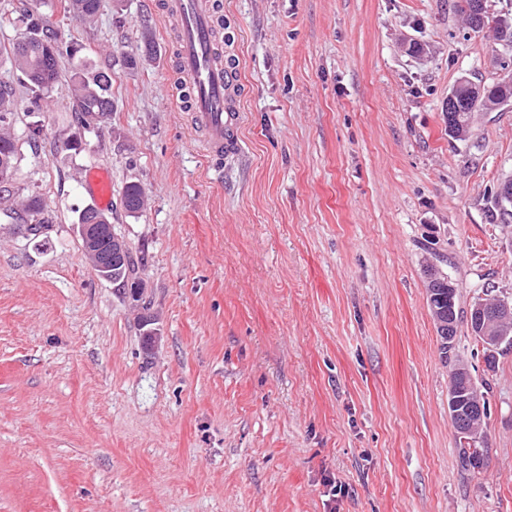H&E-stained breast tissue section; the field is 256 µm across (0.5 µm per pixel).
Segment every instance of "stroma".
I'll return each mask as SVG.
<instances>
[{
	"label": "stroma",
	"mask_w": 512,
	"mask_h": 512,
	"mask_svg": "<svg viewBox=\"0 0 512 512\" xmlns=\"http://www.w3.org/2000/svg\"><path fill=\"white\" fill-rule=\"evenodd\" d=\"M161 3L101 0L95 25H70L112 74L98 129L61 84L33 108L0 61L9 189L41 195L50 240L0 214V512H512V354L488 370L458 330L490 384L487 464L464 471L424 273L444 256L464 308L487 283L512 297V227L488 211L512 107L466 142L445 110L512 49L468 32L454 0H224L240 150L212 162L172 97ZM146 28L156 53L130 67ZM89 168L110 171L112 231L142 260L153 350L82 248ZM131 182L149 197L136 216Z\"/></svg>",
	"instance_id": "1"
}]
</instances>
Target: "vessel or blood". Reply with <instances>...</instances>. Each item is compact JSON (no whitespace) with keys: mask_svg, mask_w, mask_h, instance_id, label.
Masks as SVG:
<instances>
[{"mask_svg":"<svg viewBox=\"0 0 512 512\" xmlns=\"http://www.w3.org/2000/svg\"><path fill=\"white\" fill-rule=\"evenodd\" d=\"M165 14L176 29L180 91L193 125L204 136L207 156L219 159L232 146L241 96L237 69L221 46L223 20L217 0H167ZM96 205L112 204V180L101 169L83 176Z\"/></svg>","mask_w":512,"mask_h":512,"instance_id":"obj_1","label":"vessel or blood"}]
</instances>
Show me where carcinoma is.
<instances>
[{"instance_id": "cac0c4a2", "label": "carcinoma", "mask_w": 512, "mask_h": 512, "mask_svg": "<svg viewBox=\"0 0 512 512\" xmlns=\"http://www.w3.org/2000/svg\"><path fill=\"white\" fill-rule=\"evenodd\" d=\"M62 19L81 25H90L100 9V0H61ZM26 32L21 34L8 47H0V56L6 55L14 69L20 73L21 82L33 94V104L40 107V101L55 87L62 78L60 56L63 54L64 41L60 22L40 10L39 0H29L24 9ZM482 29H490L495 40L504 37L512 39V16L485 13ZM471 79L460 78L458 93L463 97L461 119L454 123L456 141H467L472 136L470 119L476 112H496L503 99H512V84L499 80L493 84H483L484 96L475 102L468 96ZM111 76L103 69H88L76 64L68 76V86L73 110L83 125L95 117H109L112 114V96L109 93ZM16 145L10 135L0 132V181H8L14 171ZM123 203L130 214H139L146 207L144 189L137 185L127 186L123 193ZM3 214L18 224H46L43 217L44 206L40 196L29 195L21 206L12 205L3 209ZM79 224H107L109 218L94 207H87L78 215ZM112 278L127 282L131 286L129 296L140 303L139 322L157 324V317L151 312L150 304L143 301V284L138 277V266L131 249L123 253H113ZM427 276V294L430 313L436 331L441 340L442 360L449 367L448 389L459 394H476L482 405H487V389L481 383L470 386L472 378L468 364L456 353V337L459 323L467 317L468 311L459 305L458 289H453L454 304L448 306V275L431 265L425 270ZM477 343L491 344L497 349V355L512 352V319H498L488 325L486 334L471 332ZM488 412L481 414L468 412V406L459 404L450 420L455 430L458 456L461 468L465 471L483 468L488 455L485 431Z\"/></svg>"}]
</instances>
